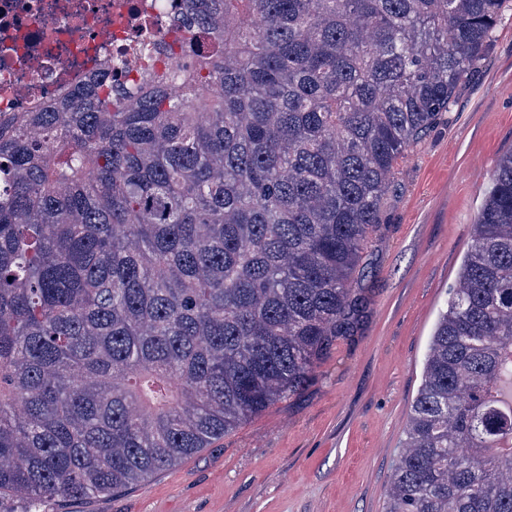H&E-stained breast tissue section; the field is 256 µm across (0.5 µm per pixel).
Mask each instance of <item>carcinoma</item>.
<instances>
[{"label": "carcinoma", "mask_w": 512, "mask_h": 512, "mask_svg": "<svg viewBox=\"0 0 512 512\" xmlns=\"http://www.w3.org/2000/svg\"><path fill=\"white\" fill-rule=\"evenodd\" d=\"M504 0H183L142 78L0 114V512L132 487L303 391L399 162ZM512 151L385 512H512Z\"/></svg>", "instance_id": "cac0c4a2"}]
</instances>
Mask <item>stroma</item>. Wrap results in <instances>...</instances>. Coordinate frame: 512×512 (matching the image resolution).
Listing matches in <instances>:
<instances>
[{"mask_svg":"<svg viewBox=\"0 0 512 512\" xmlns=\"http://www.w3.org/2000/svg\"><path fill=\"white\" fill-rule=\"evenodd\" d=\"M512 150V0L478 68L401 162L352 287L367 310L298 396L173 469L44 512H384L386 490L489 175Z\"/></svg>","mask_w":512,"mask_h":512,"instance_id":"35a3bbf8","label":"stroma"}]
</instances>
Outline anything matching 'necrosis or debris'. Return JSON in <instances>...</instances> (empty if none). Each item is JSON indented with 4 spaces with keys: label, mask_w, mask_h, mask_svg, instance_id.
<instances>
[{
    "label": "necrosis or debris",
    "mask_w": 512,
    "mask_h": 512,
    "mask_svg": "<svg viewBox=\"0 0 512 512\" xmlns=\"http://www.w3.org/2000/svg\"><path fill=\"white\" fill-rule=\"evenodd\" d=\"M180 0H0V113L34 112L83 85L108 58L113 84L138 81L142 39L171 41Z\"/></svg>",
    "instance_id": "necrosis-or-debris-1"
}]
</instances>
